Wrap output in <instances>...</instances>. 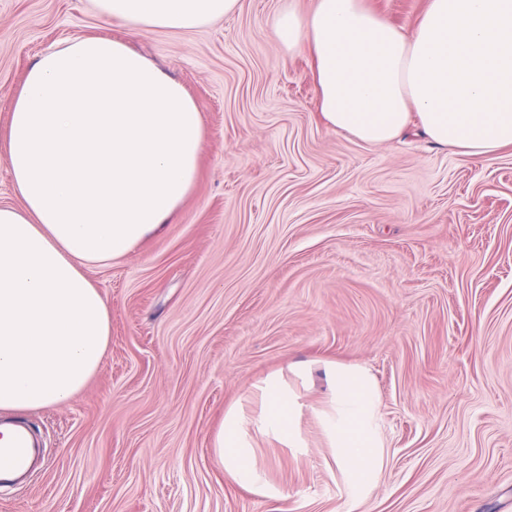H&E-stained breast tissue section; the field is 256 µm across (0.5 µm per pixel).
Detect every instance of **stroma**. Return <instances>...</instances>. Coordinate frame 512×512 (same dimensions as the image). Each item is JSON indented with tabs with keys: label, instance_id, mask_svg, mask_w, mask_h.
Here are the masks:
<instances>
[{
	"label": "stroma",
	"instance_id": "35a3bbf8",
	"mask_svg": "<svg viewBox=\"0 0 512 512\" xmlns=\"http://www.w3.org/2000/svg\"><path fill=\"white\" fill-rule=\"evenodd\" d=\"M281 5L134 38L201 108L200 176L172 224L88 268L112 319L103 365L27 413L48 458L0 512H348L319 417L330 361L376 384L371 512H512V152L327 126L305 50L270 31ZM101 31L91 0H0V127L42 53ZM271 374L301 440L255 438L243 487L212 440Z\"/></svg>",
	"mask_w": 512,
	"mask_h": 512
}]
</instances>
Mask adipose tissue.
<instances>
[{
  "mask_svg": "<svg viewBox=\"0 0 512 512\" xmlns=\"http://www.w3.org/2000/svg\"><path fill=\"white\" fill-rule=\"evenodd\" d=\"M113 36L84 35L42 54L16 90L0 151L15 204L0 206V411L69 402L99 372L112 335L108 307L86 275L158 234L190 195L204 139L197 101L129 38L189 32L239 0H93ZM272 32L306 45L318 116L381 146L417 127L467 157L512 149V0H428L411 33L365 0L285 4ZM323 426L364 512L382 446L375 383L357 366L328 368ZM260 412L232 408L213 438L228 477L249 486V428L296 439L295 394L275 377Z\"/></svg>",
  "mask_w": 512,
  "mask_h": 512,
  "instance_id": "adipose-tissue-1",
  "label": "adipose tissue"
}]
</instances>
